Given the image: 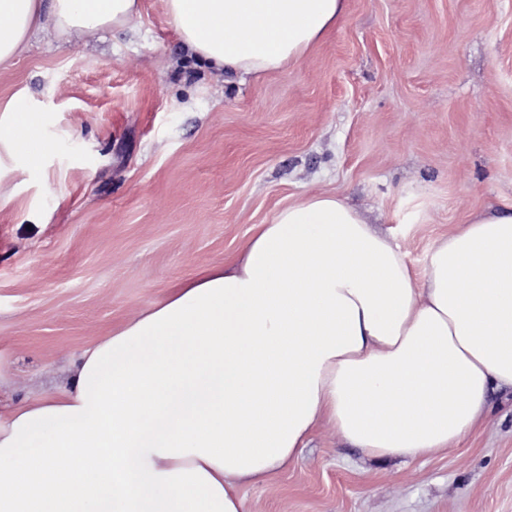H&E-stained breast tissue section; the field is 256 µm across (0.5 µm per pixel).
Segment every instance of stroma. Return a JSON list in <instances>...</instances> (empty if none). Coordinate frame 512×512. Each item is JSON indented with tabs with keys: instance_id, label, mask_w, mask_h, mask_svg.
<instances>
[{
	"instance_id": "1",
	"label": "stroma",
	"mask_w": 512,
	"mask_h": 512,
	"mask_svg": "<svg viewBox=\"0 0 512 512\" xmlns=\"http://www.w3.org/2000/svg\"><path fill=\"white\" fill-rule=\"evenodd\" d=\"M48 117L41 169L0 153V407L235 256L277 210L334 192L422 273L436 239L512 208V0H345L297 64L246 81L192 60L162 0L93 34L34 36L0 107ZM429 459H368L327 426L248 512H512V390Z\"/></svg>"
}]
</instances>
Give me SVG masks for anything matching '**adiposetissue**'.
I'll return each mask as SVG.
<instances>
[{
    "instance_id": "adipose-tissue-1",
    "label": "adipose tissue",
    "mask_w": 512,
    "mask_h": 512,
    "mask_svg": "<svg viewBox=\"0 0 512 512\" xmlns=\"http://www.w3.org/2000/svg\"><path fill=\"white\" fill-rule=\"evenodd\" d=\"M199 61L260 77L301 60L344 0H164ZM141 0H0V66L30 37L119 27ZM29 99L0 109V146L40 169ZM512 388V212L432 245L422 277L334 193L259 225L231 262L87 345L68 386L0 412V512H247L329 423L374 459L471 434Z\"/></svg>"
}]
</instances>
